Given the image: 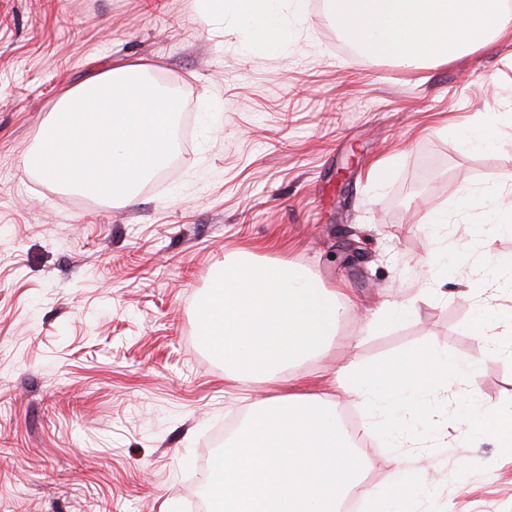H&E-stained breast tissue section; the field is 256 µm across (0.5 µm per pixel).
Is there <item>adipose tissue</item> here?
Listing matches in <instances>:
<instances>
[{
	"mask_svg": "<svg viewBox=\"0 0 512 512\" xmlns=\"http://www.w3.org/2000/svg\"><path fill=\"white\" fill-rule=\"evenodd\" d=\"M309 0H200L214 23L232 15L252 46L286 50L297 37ZM342 39L372 55L421 68L512 36V10L501 0H327ZM146 65L112 62L81 84L64 89L42 145L24 161L27 172L61 187L108 201L128 199L172 150L179 101L148 79ZM457 207L476 210L491 235H512V204L485 190H468ZM491 296L474 326L484 346L512 359V257L487 254L473 271Z\"/></svg>",
	"mask_w": 512,
	"mask_h": 512,
	"instance_id": "obj_1",
	"label": "adipose tissue"
}]
</instances>
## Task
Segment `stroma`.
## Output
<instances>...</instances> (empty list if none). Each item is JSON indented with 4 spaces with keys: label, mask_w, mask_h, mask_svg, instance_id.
Segmentation results:
<instances>
[{
    "label": "stroma",
    "mask_w": 512,
    "mask_h": 512,
    "mask_svg": "<svg viewBox=\"0 0 512 512\" xmlns=\"http://www.w3.org/2000/svg\"><path fill=\"white\" fill-rule=\"evenodd\" d=\"M115 59L164 77L189 134L175 165L110 207L24 159L62 90ZM479 113H512V40L409 71L348 52L324 0L276 55L247 47L236 20L206 24L196 0H0V512H192L215 432L268 395L230 382L199 339V299L244 252L356 301L329 350L289 370L297 392L337 395L338 366L428 343L480 359L485 404L512 400V360L483 348L460 294L473 261L512 255V236L486 241L454 205L467 189L512 192V128L481 152L458 145ZM437 209L448 222L434 229ZM431 236L447 264L429 261ZM406 301L369 330L380 304ZM337 397L366 486L385 492L392 450ZM430 444L424 475L453 512H512V461L492 440L460 426Z\"/></svg>",
    "instance_id": "1"
}]
</instances>
